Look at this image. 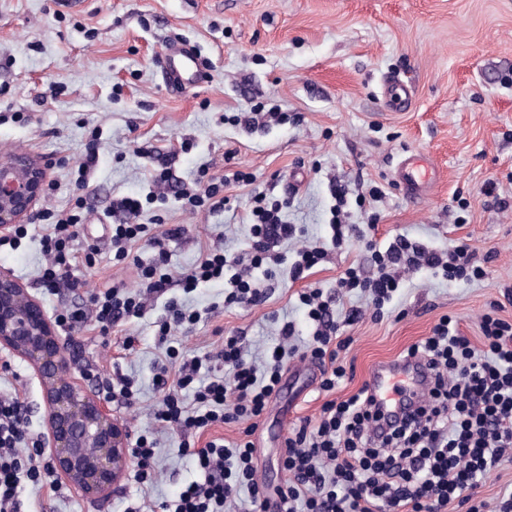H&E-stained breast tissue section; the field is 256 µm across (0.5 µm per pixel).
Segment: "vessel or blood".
Instances as JSON below:
<instances>
[{"mask_svg":"<svg viewBox=\"0 0 512 512\" xmlns=\"http://www.w3.org/2000/svg\"><path fill=\"white\" fill-rule=\"evenodd\" d=\"M160 68L176 83H196L202 79L195 53L186 47L166 48L161 55ZM397 176L406 196L418 199L431 192L437 172L428 165L419 163L416 157L409 156L401 161ZM401 379L411 381L414 403L418 406L423 405L430 390V374L423 365H409L394 359L375 363L369 369L366 383L370 394L379 405L382 417H390L398 411L399 406L395 402L393 389L396 382Z\"/></svg>","mask_w":512,"mask_h":512,"instance_id":"1","label":"vessel or blood"}]
</instances>
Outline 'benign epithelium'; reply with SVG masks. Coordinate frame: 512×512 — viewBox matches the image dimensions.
Instances as JSON below:
<instances>
[{"label":"benign epithelium","instance_id":"7a95c632","mask_svg":"<svg viewBox=\"0 0 512 512\" xmlns=\"http://www.w3.org/2000/svg\"><path fill=\"white\" fill-rule=\"evenodd\" d=\"M49 181L30 154L0 161V234L34 218ZM0 353L27 363L42 393L45 433L57 476L80 497L102 500L135 462L123 422L74 376L57 322L7 269L0 268Z\"/></svg>","mask_w":512,"mask_h":512}]
</instances>
